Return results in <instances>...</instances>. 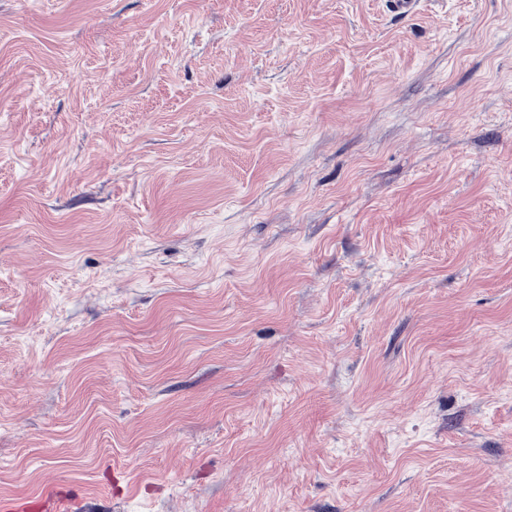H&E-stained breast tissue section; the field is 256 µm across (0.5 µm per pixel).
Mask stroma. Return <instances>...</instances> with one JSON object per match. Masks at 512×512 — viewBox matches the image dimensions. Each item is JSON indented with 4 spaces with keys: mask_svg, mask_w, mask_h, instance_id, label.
I'll return each instance as SVG.
<instances>
[{
    "mask_svg": "<svg viewBox=\"0 0 512 512\" xmlns=\"http://www.w3.org/2000/svg\"><path fill=\"white\" fill-rule=\"evenodd\" d=\"M0 0V512H512V0Z\"/></svg>",
    "mask_w": 512,
    "mask_h": 512,
    "instance_id": "1",
    "label": "stroma"
}]
</instances>
